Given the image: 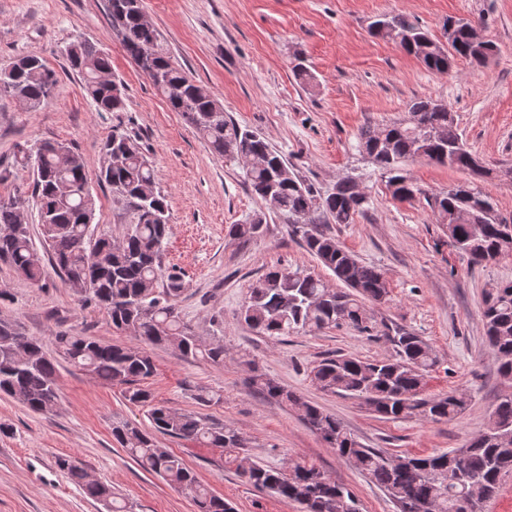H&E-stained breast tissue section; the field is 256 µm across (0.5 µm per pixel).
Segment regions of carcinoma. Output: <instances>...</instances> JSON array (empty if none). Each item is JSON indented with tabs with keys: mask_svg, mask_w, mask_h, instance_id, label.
<instances>
[{
	"mask_svg": "<svg viewBox=\"0 0 512 512\" xmlns=\"http://www.w3.org/2000/svg\"><path fill=\"white\" fill-rule=\"evenodd\" d=\"M112 27L123 50L136 62L172 111L190 124L218 157L237 162L254 156L261 164L245 170L253 194L268 202L290 224H298L307 250L328 270L340 288H332L319 276L304 270L273 267L249 288L241 311L244 322L268 336L318 333L347 325L360 333L372 330L368 304L382 303L388 295L377 267L361 263L336 238L316 228L330 218L351 224L363 212L366 199L354 181L336 183L321 195L291 172L280 152L257 133L243 129L224 113L214 110L216 100L206 86L193 80L172 61L160 44L159 34L143 23L134 0H107ZM472 21L455 17L442 24V39L432 38L417 22L404 15L385 16L372 25L374 33L416 56L424 67L438 74L452 71L454 60L464 58L484 64L496 52L486 40H472ZM72 66L84 78V90L100 112L126 109L122 85L112 79L107 54L86 41L69 48ZM58 83L54 71L33 56L17 59L13 71L0 75V91L10 93L31 109L49 103ZM359 147L388 174L387 186L400 200L413 198L421 189L407 176L405 164L426 159L442 166L467 171L471 181L427 197L449 243L480 265L512 252V221L504 218L491 196L480 186L494 168L476 165L463 142L454 113L442 100L416 99L408 118L375 129L364 127ZM106 165L97 175L113 195L135 214L119 238L96 235L95 202L82 156L75 147L42 140L34 149H18L23 166L32 171L31 191L0 199V265L39 284L45 270L34 247L30 225L20 221V201L29 193L37 199L38 224L62 281L84 304L103 310L113 328L146 345L168 344L183 356L211 363L224 362V346L195 336L180 318L177 299L182 278L162 266L168 235V203L156 187L154 170L139 140L114 131L104 144ZM263 218L232 224L229 234L245 241L263 232ZM486 340L498 362L497 373L512 380V282L495 289L483 311ZM395 356L361 359L338 355L318 362L312 380L321 389L362 401L385 419L417 416L425 420H450L465 410L467 394L454 391L423 395L424 376L436 364L432 349L418 336L397 331L390 337ZM58 355L112 385H125V398L147 408L153 429L174 438L197 440L211 448L241 449L238 432L217 426L194 413L176 411L154 400L151 392L135 386L154 373L146 349L102 343L80 334L54 337ZM252 384L264 396L297 408L302 419L329 444L336 454L354 463L396 503L398 512H418L416 503L432 501L435 512H459L457 504L473 492L481 493L472 512H482L507 473L512 472V394L501 397L486 427L458 449L429 455L386 456L361 445L335 416L303 400L296 393L258 374ZM0 393L37 414L54 410L58 398L56 360L43 350L39 339L26 336L0 322ZM112 435L146 472L161 476L191 496L197 512H234L231 504L202 484L183 460L156 444L151 433L119 421ZM58 469L83 494L100 503L106 512H131L115 496L112 486L91 478L69 457L56 461ZM242 475L257 488L283 499L306 504L307 512H360L358 500L345 485L314 467L293 463L279 468L246 462Z\"/></svg>",
	"mask_w": 512,
	"mask_h": 512,
	"instance_id": "cac0c4a2",
	"label": "carcinoma"
}]
</instances>
